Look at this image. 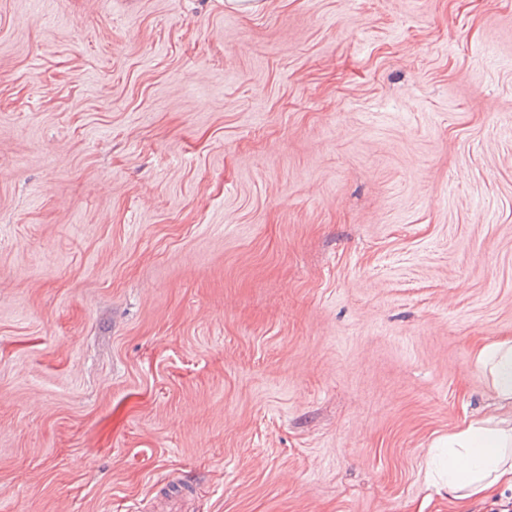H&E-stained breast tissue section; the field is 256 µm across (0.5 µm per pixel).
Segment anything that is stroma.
<instances>
[{
	"instance_id": "obj_1",
	"label": "stroma",
	"mask_w": 512,
	"mask_h": 512,
	"mask_svg": "<svg viewBox=\"0 0 512 512\" xmlns=\"http://www.w3.org/2000/svg\"><path fill=\"white\" fill-rule=\"evenodd\" d=\"M0 0V512H448L501 415L512 0ZM474 357L478 366L488 369L497 398L512 407V338L480 345Z\"/></svg>"
}]
</instances>
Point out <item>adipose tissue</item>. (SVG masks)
Wrapping results in <instances>:
<instances>
[{
  "label": "adipose tissue",
  "instance_id": "1",
  "mask_svg": "<svg viewBox=\"0 0 512 512\" xmlns=\"http://www.w3.org/2000/svg\"><path fill=\"white\" fill-rule=\"evenodd\" d=\"M474 357L489 371L497 398L512 405V338L480 345ZM440 471L447 478L448 501L457 512L498 484L512 485V416L474 418L450 434Z\"/></svg>",
  "mask_w": 512,
  "mask_h": 512
}]
</instances>
